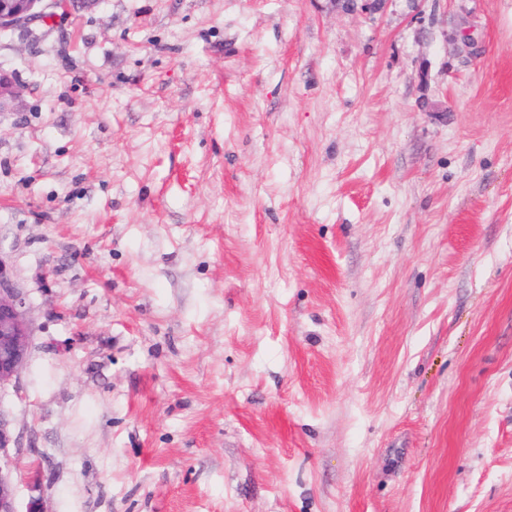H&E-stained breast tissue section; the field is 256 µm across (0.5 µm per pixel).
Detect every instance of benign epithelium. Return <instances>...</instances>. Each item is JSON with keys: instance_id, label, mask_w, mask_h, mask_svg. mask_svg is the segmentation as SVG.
Returning a JSON list of instances; mask_svg holds the SVG:
<instances>
[{"instance_id": "benign-epithelium-1", "label": "benign epithelium", "mask_w": 512, "mask_h": 512, "mask_svg": "<svg viewBox=\"0 0 512 512\" xmlns=\"http://www.w3.org/2000/svg\"><path fill=\"white\" fill-rule=\"evenodd\" d=\"M42 0H0V28L27 24L42 15ZM19 99L17 83L0 73V112ZM31 325L25 294L11 267L0 255V394L15 386L29 355ZM16 437L11 420L0 408V512H18L10 449Z\"/></svg>"}]
</instances>
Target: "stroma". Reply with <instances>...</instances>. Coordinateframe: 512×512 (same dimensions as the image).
Wrapping results in <instances>:
<instances>
[{"mask_svg":"<svg viewBox=\"0 0 512 512\" xmlns=\"http://www.w3.org/2000/svg\"><path fill=\"white\" fill-rule=\"evenodd\" d=\"M0 72L19 512H512V0H98ZM31 336L25 294L0 255V395L15 386L25 367Z\"/></svg>","mask_w":512,"mask_h":512,"instance_id":"35a3bbf8","label":"stroma"}]
</instances>
